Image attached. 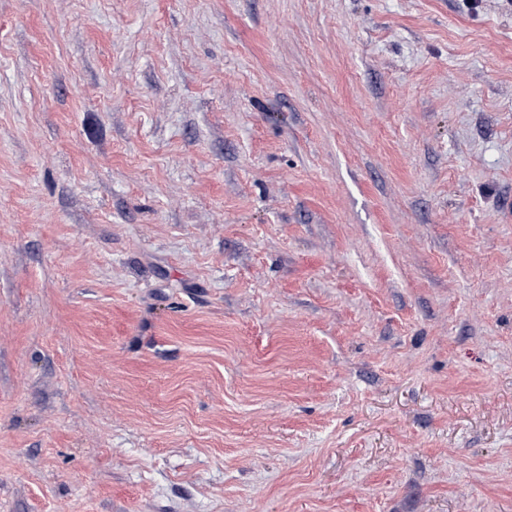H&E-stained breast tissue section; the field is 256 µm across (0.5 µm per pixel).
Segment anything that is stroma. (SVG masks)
<instances>
[{
  "label": "stroma",
  "instance_id": "1",
  "mask_svg": "<svg viewBox=\"0 0 512 512\" xmlns=\"http://www.w3.org/2000/svg\"><path fill=\"white\" fill-rule=\"evenodd\" d=\"M0 512H512V0H0Z\"/></svg>",
  "mask_w": 512,
  "mask_h": 512
}]
</instances>
